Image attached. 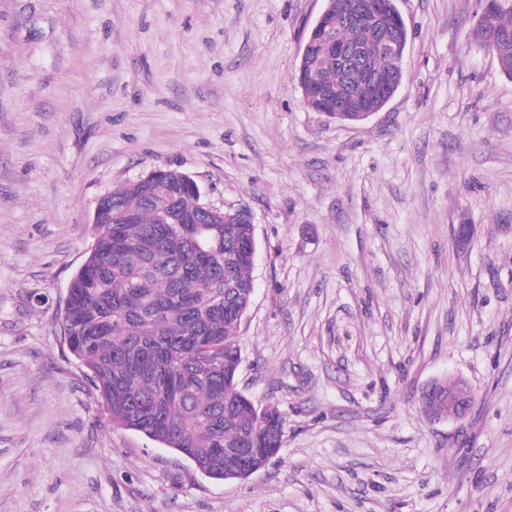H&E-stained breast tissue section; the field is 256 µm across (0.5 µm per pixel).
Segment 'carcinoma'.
<instances>
[{
    "label": "carcinoma",
    "mask_w": 512,
    "mask_h": 512,
    "mask_svg": "<svg viewBox=\"0 0 512 512\" xmlns=\"http://www.w3.org/2000/svg\"><path fill=\"white\" fill-rule=\"evenodd\" d=\"M476 41L493 52L512 77V0H493L483 11ZM388 30L343 23L334 37L366 48L351 70L354 84L387 67L380 47ZM296 75L311 110L320 88L341 79L324 48L310 45ZM344 122L365 108L356 93L345 100ZM164 180L112 192L103 223L93 225L96 245L71 280L61 314L71 354L98 391L112 425L143 434L224 479V463L249 449L280 450L285 420L266 412L237 387L242 361L234 328L249 307L252 263L240 253L252 228L229 219L210 224H166V205L182 214L201 212L189 191L168 203ZM119 205L134 214L118 223Z\"/></svg>",
    "instance_id": "obj_1"
}]
</instances>
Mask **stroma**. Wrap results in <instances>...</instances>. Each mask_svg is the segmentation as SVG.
<instances>
[{
    "label": "stroma",
    "instance_id": "obj_1",
    "mask_svg": "<svg viewBox=\"0 0 512 512\" xmlns=\"http://www.w3.org/2000/svg\"><path fill=\"white\" fill-rule=\"evenodd\" d=\"M323 4L0 0V512H512V77L482 0H397L404 81L337 122L294 78ZM157 168L253 216L238 387L286 434L244 480L114 427L61 331ZM448 374L473 408L430 420Z\"/></svg>",
    "mask_w": 512,
    "mask_h": 512
}]
</instances>
